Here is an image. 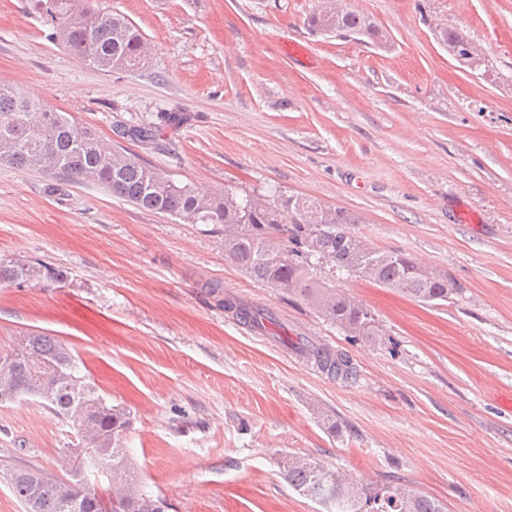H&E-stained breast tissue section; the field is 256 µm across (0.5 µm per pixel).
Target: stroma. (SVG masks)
Listing matches in <instances>:
<instances>
[{"mask_svg": "<svg viewBox=\"0 0 512 512\" xmlns=\"http://www.w3.org/2000/svg\"><path fill=\"white\" fill-rule=\"evenodd\" d=\"M341 2L388 48L309 31L318 0H88L153 46L142 69L103 72L51 41L29 0H0V84L202 190L345 210L371 247L461 285L426 303L316 264V282L374 316L378 337L357 340L241 273L207 225L0 165V257L66 273L0 287V352L27 333L69 349L127 414L124 444L167 512H324L288 485L284 457L360 486L401 480L446 512H512V0ZM444 26L478 63L448 54ZM174 112L183 124L162 125ZM228 296L266 309L270 338ZM278 336L347 354L355 379L282 353ZM77 442L32 399L0 404V471L68 477Z\"/></svg>", "mask_w": 512, "mask_h": 512, "instance_id": "stroma-1", "label": "stroma"}]
</instances>
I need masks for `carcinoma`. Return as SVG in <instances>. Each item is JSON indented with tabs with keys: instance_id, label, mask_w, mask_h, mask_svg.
<instances>
[{
	"instance_id": "1",
	"label": "carcinoma",
	"mask_w": 512,
	"mask_h": 512,
	"mask_svg": "<svg viewBox=\"0 0 512 512\" xmlns=\"http://www.w3.org/2000/svg\"><path fill=\"white\" fill-rule=\"evenodd\" d=\"M31 9L49 27V37L86 64L104 71L135 70L146 44L124 16L90 8L85 0H31ZM314 33L349 35L378 47L389 36L353 10L317 7L308 17ZM455 49L468 39L456 29L436 34ZM0 164L93 180L112 195L151 212L188 224H214L224 232L226 259L272 288L310 300L332 324L350 336L378 335L371 312L352 296L313 281L311 259L322 260L362 281L423 302L446 301L460 290L446 273L412 256L373 248L350 229L353 218L303 198L284 195L239 196L231 190L207 193L181 183L134 155L118 152L96 132L66 112L42 106L0 85ZM62 271L21 259L0 258V286L61 282ZM224 310L240 322L261 326L266 314L224 299ZM21 355H0V404L30 397L77 430V449L92 450L84 469L70 479L49 478L18 469L7 474L13 494L35 512H165V501L139 487L123 433L129 422L96 394L71 353L49 336L18 338ZM308 359L321 370L353 378L350 358L326 346H312ZM288 484L325 512H445L443 504L400 481L359 487L319 463L288 458L280 462Z\"/></svg>"
}]
</instances>
